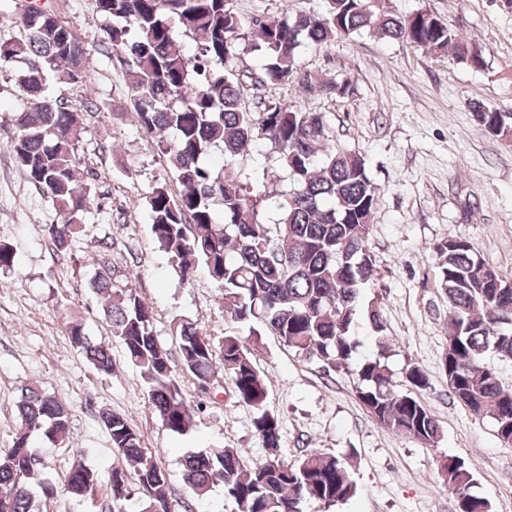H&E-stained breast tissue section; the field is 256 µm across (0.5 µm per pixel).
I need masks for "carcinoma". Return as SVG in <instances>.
<instances>
[{
	"label": "carcinoma",
	"instance_id": "carcinoma-1",
	"mask_svg": "<svg viewBox=\"0 0 512 512\" xmlns=\"http://www.w3.org/2000/svg\"><path fill=\"white\" fill-rule=\"evenodd\" d=\"M107 20L97 50L112 54L128 77L130 109L152 134L165 157L171 181L154 184L145 196L150 230L179 279L192 280L202 269L223 290L224 312L248 328L269 332L325 371H347L357 379L356 397L379 425L437 448L439 421L421 400L428 379L417 366L406 371L409 389H394L381 306L362 301L376 274L369 247V226L377 186L366 158L335 143L324 112H307L263 94L267 88H301L323 97L344 95L347 85L301 73L303 46H321L363 32L401 41L430 54L448 52L479 69L481 50L426 10L396 14L380 0H324L321 12L255 20L246 28L230 0H94ZM195 44L187 56L174 44L172 23ZM23 35L0 42V71L19 66L15 82L26 99L15 113L8 142L15 163L49 199L58 222L47 226L51 250L70 255L72 241L84 230L94 201L87 172L80 173L83 110L47 94V82L88 86L92 49L57 14L29 5L17 14ZM261 52L258 71L238 68L240 55ZM254 93L247 100V90ZM486 133L512 141V112L470 103ZM262 141L276 154L278 170L262 168L261 183L282 177L278 219H263L270 195L243 184L205 159L216 149L234 161L249 145ZM440 288L448 302V348L443 368L449 397L475 415L494 421L497 437L512 445V385L486 361L493 354L512 362V284L481 261L465 240L434 247ZM101 298L103 317L122 344L128 363L140 371L149 404L165 429L186 434L195 408L176 378L172 357L154 328L153 311L138 291L113 280L106 265L90 282ZM368 323L374 351L360 357L358 330ZM182 376L206 392L218 365L230 375L239 403L253 411L252 425L266 459L244 464L233 448H204L182 458L183 478L203 500L215 485L235 501L239 512H303L314 500L343 504L357 492L349 459L312 449L293 461L281 454L278 417L268 409L269 386L249 344L237 332L216 340L188 319L173 322ZM74 347L93 370L107 376L114 364L109 345L89 336L80 321L69 323ZM20 430L0 454V512H41V500L58 491L86 501L106 491L112 512H124L139 490V512H169L168 474L143 447L140 435L119 414L101 420L117 454L104 476L76 461L62 485L44 475L43 460L32 442H70L71 410L37 386L21 389L17 404ZM439 476L455 495L459 512H492L489 500L474 491V475L454 456L437 460Z\"/></svg>",
	"mask_w": 512,
	"mask_h": 512
}]
</instances>
